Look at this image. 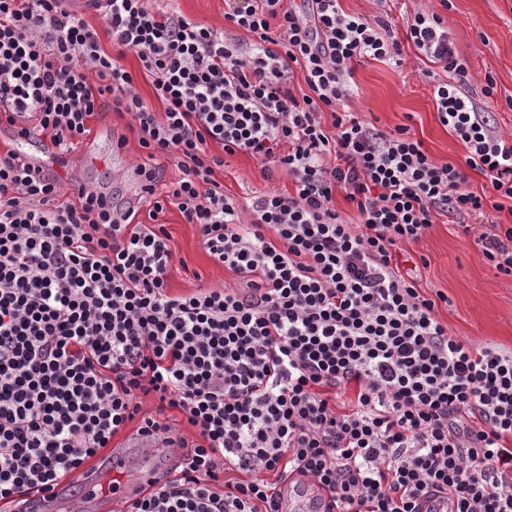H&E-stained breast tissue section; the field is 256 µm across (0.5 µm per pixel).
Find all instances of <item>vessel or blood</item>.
Masks as SVG:
<instances>
[{
  "label": "vessel or blood",
  "instance_id": "1",
  "mask_svg": "<svg viewBox=\"0 0 512 512\" xmlns=\"http://www.w3.org/2000/svg\"><path fill=\"white\" fill-rule=\"evenodd\" d=\"M22 152L28 158L40 159L42 164L55 167L57 159L52 151L43 148L38 139L13 132ZM164 440H129L126 446L111 448L104 465L80 486L61 482L46 490L27 495L20 508L22 512H69L76 503L83 504L87 512H112L116 500L134 503L142 488L162 485L170 477L169 465L154 464ZM281 512H326L329 496L317 483L289 479L279 488Z\"/></svg>",
  "mask_w": 512,
  "mask_h": 512
}]
</instances>
